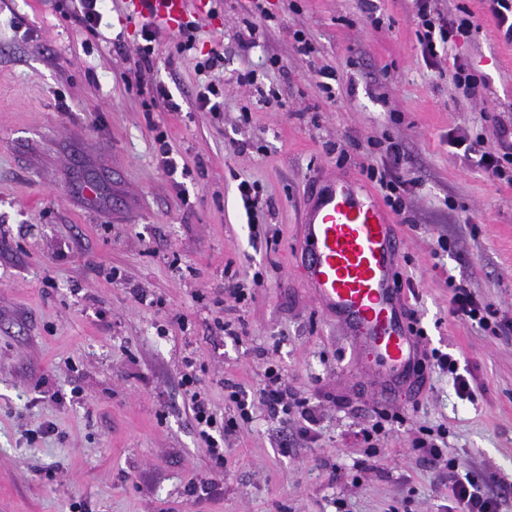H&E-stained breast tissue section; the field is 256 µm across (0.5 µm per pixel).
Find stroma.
Returning a JSON list of instances; mask_svg holds the SVG:
<instances>
[{
    "label": "stroma",
    "instance_id": "35a3bbf8",
    "mask_svg": "<svg viewBox=\"0 0 512 512\" xmlns=\"http://www.w3.org/2000/svg\"><path fill=\"white\" fill-rule=\"evenodd\" d=\"M248 5L219 0L198 18L199 51L224 54L217 119L196 104L202 77L175 59V31L158 30L143 70V19L126 0H108L95 35L73 22L77 0H0V512H456L447 470L410 446L422 426L445 429L443 457L512 512V188L448 146L458 128L488 144L512 128V41L487 0H439L478 30L431 67L412 0H267L276 20L245 50ZM456 57L491 111L456 87ZM323 68L337 74L331 100ZM249 71L256 85H238ZM393 142L416 181L395 219L405 298L425 347L472 375L470 400L443 372L415 390L372 376L374 354L356 353L299 271L315 180L362 178ZM245 179L268 238L250 235ZM235 273L263 281L243 306L223 302ZM458 280L489 306L487 327L451 316ZM219 317L243 323L239 338ZM262 350L315 422L255 405L216 467L182 377L194 371L217 417H233L228 386L256 393ZM383 410L405 423L377 435L373 468L361 432Z\"/></svg>",
    "mask_w": 512,
    "mask_h": 512
}]
</instances>
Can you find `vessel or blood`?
I'll use <instances>...</instances> for the list:
<instances>
[{
	"mask_svg": "<svg viewBox=\"0 0 512 512\" xmlns=\"http://www.w3.org/2000/svg\"><path fill=\"white\" fill-rule=\"evenodd\" d=\"M131 4L137 12L152 7L171 27L184 18L185 0ZM301 225V272L318 303L382 367L417 385L408 367L419 345L395 279L402 242L389 212L363 183L336 175L309 198Z\"/></svg>",
	"mask_w": 512,
	"mask_h": 512,
	"instance_id": "obj_1",
	"label": "vessel or blood"
}]
</instances>
